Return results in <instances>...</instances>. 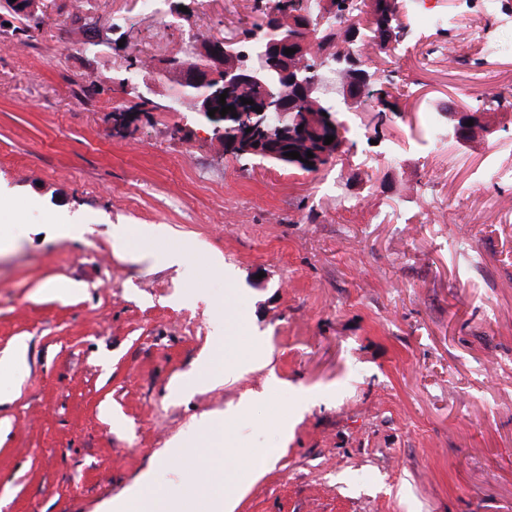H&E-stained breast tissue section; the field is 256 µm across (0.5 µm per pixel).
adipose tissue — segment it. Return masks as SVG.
<instances>
[{"mask_svg":"<svg viewBox=\"0 0 512 512\" xmlns=\"http://www.w3.org/2000/svg\"><path fill=\"white\" fill-rule=\"evenodd\" d=\"M223 483V493L212 490ZM243 479L234 470L207 474L202 481L177 491L160 488L153 476L141 479L125 496L113 499L108 512H234Z\"/></svg>","mask_w":512,"mask_h":512,"instance_id":"1","label":"adipose tissue"}]
</instances>
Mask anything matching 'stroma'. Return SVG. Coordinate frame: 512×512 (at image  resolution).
<instances>
[{"label":"stroma","instance_id":"1","mask_svg":"<svg viewBox=\"0 0 512 512\" xmlns=\"http://www.w3.org/2000/svg\"><path fill=\"white\" fill-rule=\"evenodd\" d=\"M75 2L37 0L24 40L0 9V225L21 236L0 253V355L28 345L0 389V512H103L145 473L178 482L166 448L246 396L224 450L236 512H512V182L488 175L512 166V30L469 26L478 0H432L454 25L364 54L389 96L307 173L226 154L159 69L186 30L242 41L254 0H181L183 19ZM91 21L114 28L96 55ZM492 35L507 50L472 85ZM444 44L458 59L421 64ZM137 60L147 114L120 84ZM450 107L493 134L457 141ZM53 216L91 230L56 237ZM115 224L169 232L120 245ZM172 249L182 265L157 262ZM225 312L232 355L261 367L177 392Z\"/></svg>","mask_w":512,"mask_h":512}]
</instances>
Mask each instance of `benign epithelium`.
Masks as SVG:
<instances>
[{
	"instance_id": "benign-epithelium-1",
	"label": "benign epithelium",
	"mask_w": 512,
	"mask_h": 512,
	"mask_svg": "<svg viewBox=\"0 0 512 512\" xmlns=\"http://www.w3.org/2000/svg\"><path fill=\"white\" fill-rule=\"evenodd\" d=\"M343 3L344 0H321L320 12L315 17L292 13L286 18L276 10L269 12L254 34L255 39L265 44L266 50L257 55L249 66L239 65V51L232 41L211 39L194 42L192 51L206 57L210 66L184 75L181 84L185 89L209 86V93L197 97L195 102L197 114L202 117H208L209 110H215L214 117H208L212 123L228 120L232 118V113H237L241 127L238 128L237 137L229 144V149L241 156L259 157L283 168L300 166L298 160L286 156L290 148L268 137L267 120L275 112L282 118L291 116V121L282 131L290 142L321 135L325 125L338 130L337 137L331 142L336 151L314 152V157L310 159L313 167H324L325 163L331 161L330 155L336 156L341 152L344 147L343 128L336 117L330 114L324 116L317 111L295 114L300 99H320L333 89L322 77L308 76V71L298 63L300 58L313 52V47L311 43L300 40L295 31L320 28L329 17L346 12ZM286 48L295 50V53L284 54ZM335 64L351 72V78L335 89L342 95L345 106L352 109L361 102L364 91L371 86L374 77L362 68V61L355 55H339ZM223 93L227 94L225 105L234 107V112L224 116L220 114L222 105L219 104ZM243 98L253 100L254 104L242 103ZM257 107L262 112H256ZM448 119L456 121L454 135L462 140L482 139L492 133V128L479 118L474 119L471 126L457 112L448 113Z\"/></svg>"
}]
</instances>
